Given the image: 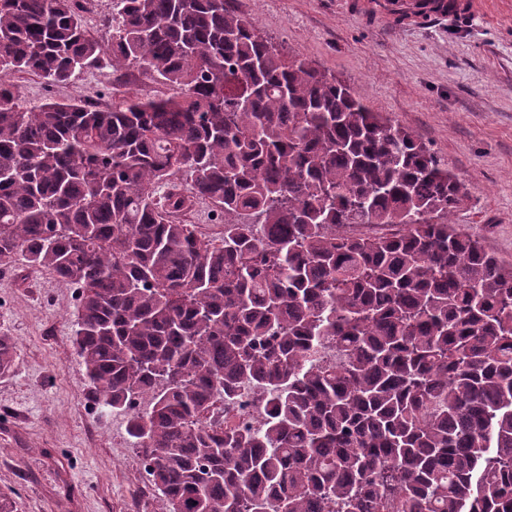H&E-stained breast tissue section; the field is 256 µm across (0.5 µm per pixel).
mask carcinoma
I'll use <instances>...</instances> for the list:
<instances>
[{
  "instance_id": "1",
  "label": "carcinoma",
  "mask_w": 512,
  "mask_h": 512,
  "mask_svg": "<svg viewBox=\"0 0 512 512\" xmlns=\"http://www.w3.org/2000/svg\"><path fill=\"white\" fill-rule=\"evenodd\" d=\"M111 3L105 45L81 0H0L1 74L173 90L0 81V264L80 288L93 399L149 398L127 433L156 512H512V264L454 222L465 184L228 0ZM197 200L218 237L177 220ZM15 356L0 332V375ZM246 385L262 420L224 425ZM24 104H37L48 98L88 99L97 104L105 102L112 105L113 99L124 95L165 97L172 91L166 85L153 82L137 71L130 72L123 81H116L112 68L108 65L89 69L81 73L71 83L61 86H48L43 80L31 75H10Z\"/></svg>"
}]
</instances>
